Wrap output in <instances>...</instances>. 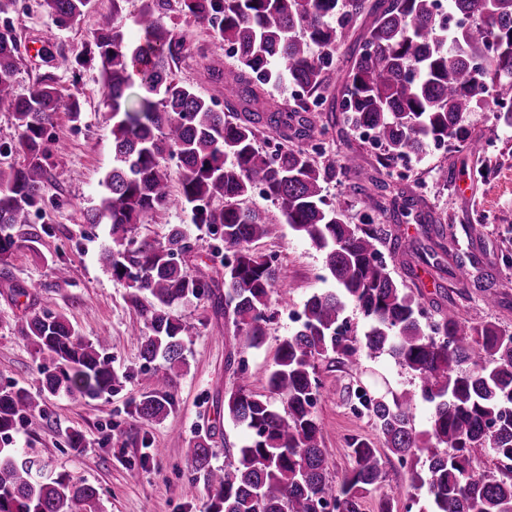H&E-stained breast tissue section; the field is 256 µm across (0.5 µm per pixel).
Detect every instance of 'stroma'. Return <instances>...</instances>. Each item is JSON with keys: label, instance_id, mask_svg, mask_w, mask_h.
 Wrapping results in <instances>:
<instances>
[{"label": "stroma", "instance_id": "35a3bbf8", "mask_svg": "<svg viewBox=\"0 0 512 512\" xmlns=\"http://www.w3.org/2000/svg\"><path fill=\"white\" fill-rule=\"evenodd\" d=\"M141 0H94L91 10L68 27L58 26L40 0H15L7 18L19 46L14 91L25 95L45 73H54L63 96L78 95L82 114L71 121L58 112L51 131L62 148L52 151L51 168L64 170V183H48L45 204L33 214L28 227L16 229L19 257L0 266V385L17 384L38 391L40 357L21 336L26 308H47L63 315L79 335L104 334L121 384L112 395L81 399L64 394L48 397L43 413L29 417L12 434L14 447L26 449L66 473L95 486L104 512H205L207 491L186 469L188 448L199 435L212 436L214 464H224L226 448L238 446L245 432L224 412V394L237 383L227 365L229 357H244L253 392L267 394V379L281 340L293 334L298 324L288 313L302 310L313 293L331 288L325 278L322 252L283 228L278 239L254 244L257 254L275 258L288 271L289 287L272 288L269 311L273 319L265 343L258 349L241 348L233 325L214 312L209 301L187 302L182 313L190 326L186 339V367L173 377L174 406L163 420L143 425L132 411L152 379L141 357V338L147 328L140 309L131 302L128 280L117 279L101 259L106 227L89 224L84 210L103 194L104 173L112 165V123L103 105V84L98 61H90L79 73L66 64L85 55L99 16L115 14L124 30H131ZM189 45H207L203 60H186L175 70L178 78L201 94L223 102L224 87L208 74L209 67L227 64L222 46L209 43L195 24H183ZM465 125L480 139L489 168H482L467 147L448 151L428 148L426 154L406 160L407 172L398 187L415 191L422 198V212L446 218L449 255L472 254L482 270L497 277L494 303H486L469 285L421 265L407 272L401 259L387 264L397 280L420 291L425 299L448 296L459 315L472 322L491 320L512 332V266L503 257L512 251V128L501 125L493 107L469 113ZM327 153L343 157L359 153L372 175L385 176L378 163L380 148L366 142L347 125H339L326 141ZM356 177L340 173L327 181L328 199L343 207L349 222L363 219L383 223L384 217L368 195L355 192ZM178 224L195 247L188 262L191 272L222 278L220 259L209 254L205 227L194 224L190 208L171 209L164 222L143 219L134 228L140 238L164 241L170 225ZM35 233V247L25 246L28 233ZM69 269L66 279L55 274L57 266ZM27 296H17V289ZM343 368L319 366L321 387L314 414L321 427L328 472L340 480L352 465L347 440L374 433L368 417L354 414L336 391ZM80 433L82 445L70 447L68 437Z\"/></svg>", "mask_w": 512, "mask_h": 512}]
</instances>
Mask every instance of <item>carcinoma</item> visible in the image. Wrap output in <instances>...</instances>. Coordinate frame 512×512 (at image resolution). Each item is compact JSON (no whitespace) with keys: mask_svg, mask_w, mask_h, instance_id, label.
<instances>
[{"mask_svg":"<svg viewBox=\"0 0 512 512\" xmlns=\"http://www.w3.org/2000/svg\"><path fill=\"white\" fill-rule=\"evenodd\" d=\"M144 0L135 16L138 34L128 36L109 17L94 30L89 53L98 57L105 106L112 120V167L105 193L88 208V224H104L111 245L103 258L130 280L132 302L151 298L142 310L149 334L142 357L159 358L151 390L135 407L141 422L165 417L173 402L171 372L186 365L189 327L177 306L206 299L232 320L245 348L267 335L272 288L287 278L283 267L256 255L250 245L279 236L281 225L308 240L325 256L335 287L304 303L299 328L284 338L268 377L283 409L239 385L224 399V411L247 435L233 459L212 463L210 436L188 452V468L209 493L206 512H363L364 498L384 481L385 448L411 464L414 486L424 491L427 512H512V332L497 323H471L454 310L430 302L436 319L393 278L378 244L400 239L382 224L348 222L331 203L324 183L336 172L353 173L357 189L392 195L386 218L399 224L418 205L415 197L365 171L351 154L337 160L302 142L336 127L337 115L376 135L384 154L378 163L419 156L433 144L476 147L464 121L487 100L500 123L512 127V0ZM92 0H42L63 24L78 20ZM178 13L212 42L236 49L233 61L210 69L224 83V107L176 77L174 67L192 57ZM349 44L339 110L324 109L332 96L336 49ZM18 43L8 25L0 30V103L14 113L18 139L0 144V265L16 257L8 230L29 223L44 202L53 127L60 110L81 120L79 99H63L52 75L29 95L13 91ZM288 84L303 94L282 107L264 99L268 88ZM275 132L279 150L267 157L259 126ZM181 169L173 193L162 161ZM280 213L274 217L246 200L256 188ZM191 206L193 221L206 226L211 253L224 254V283L188 271L193 246L174 225L165 243L132 235L148 217H165L175 204ZM460 278L486 293L496 286L485 273L475 279L457 261ZM356 305L369 328L359 339L341 332L347 304ZM22 336L38 354L41 387H0V512H99L96 487L66 473L47 475L36 460L10 447L11 432L46 397L99 398L119 384L104 336L89 339L49 309L25 315ZM386 354L418 381L417 390L377 384L341 386L354 395V411L367 415L376 437L348 441L352 467L340 481L326 475L321 428L312 408L320 387L317 361L337 362L357 374L362 358ZM430 404L427 429L414 425L417 404Z\"/></svg>","mask_w":512,"mask_h":512,"instance_id":"cac0c4a2","label":"carcinoma"}]
</instances>
